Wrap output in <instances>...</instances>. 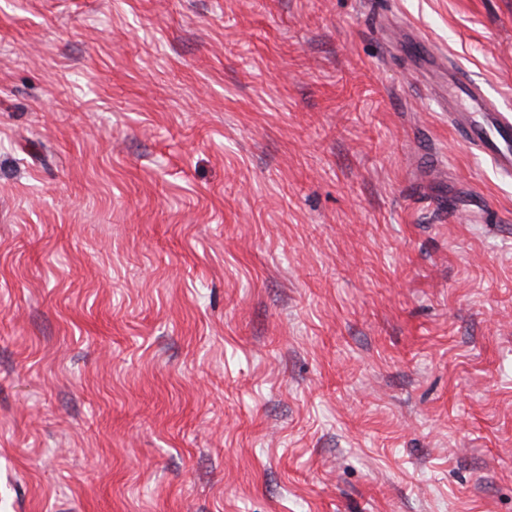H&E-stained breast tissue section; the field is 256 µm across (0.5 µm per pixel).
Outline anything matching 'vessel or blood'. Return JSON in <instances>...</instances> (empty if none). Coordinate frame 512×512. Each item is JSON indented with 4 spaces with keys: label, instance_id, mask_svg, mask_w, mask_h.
<instances>
[{
    "label": "vessel or blood",
    "instance_id": "b4317fda",
    "mask_svg": "<svg viewBox=\"0 0 512 512\" xmlns=\"http://www.w3.org/2000/svg\"><path fill=\"white\" fill-rule=\"evenodd\" d=\"M466 98L482 113L474 121L467 112L453 115V127L472 149L485 156L502 172H512V114L497 111L482 90L461 80L452 83L451 100Z\"/></svg>",
    "mask_w": 512,
    "mask_h": 512
}]
</instances>
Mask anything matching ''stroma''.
Instances as JSON below:
<instances>
[{
    "label": "stroma",
    "instance_id": "35a3bbf8",
    "mask_svg": "<svg viewBox=\"0 0 512 512\" xmlns=\"http://www.w3.org/2000/svg\"><path fill=\"white\" fill-rule=\"evenodd\" d=\"M512 0H0V512H512ZM448 112L453 116V127L472 149L485 156L501 172H512V115L499 112L482 90L461 80L452 83ZM466 98L482 112V122L476 123L471 112H457L452 102Z\"/></svg>",
    "mask_w": 512,
    "mask_h": 512
}]
</instances>
